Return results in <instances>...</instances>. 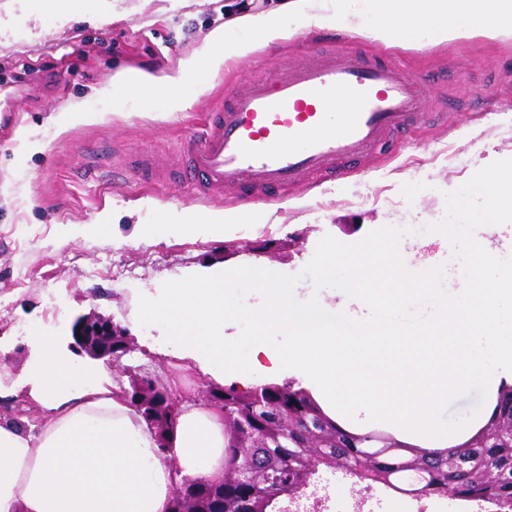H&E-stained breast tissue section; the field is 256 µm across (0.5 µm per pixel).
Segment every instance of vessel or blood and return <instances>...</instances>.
<instances>
[{"instance_id": "b4317fda", "label": "vessel or blood", "mask_w": 512, "mask_h": 512, "mask_svg": "<svg viewBox=\"0 0 512 512\" xmlns=\"http://www.w3.org/2000/svg\"><path fill=\"white\" fill-rule=\"evenodd\" d=\"M394 62L343 46L231 94L187 148L183 170L197 195L336 180L352 160L397 143L430 99Z\"/></svg>"}]
</instances>
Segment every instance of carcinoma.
I'll return each instance as SVG.
<instances>
[{
    "mask_svg": "<svg viewBox=\"0 0 512 512\" xmlns=\"http://www.w3.org/2000/svg\"><path fill=\"white\" fill-rule=\"evenodd\" d=\"M272 396L278 398L287 394L288 412L301 414L306 410L318 409L317 404L307 389L290 381L280 387L276 384L269 386ZM130 403L146 418L155 424L164 402L163 396L156 390L153 383L136 373L131 376L130 390L126 391ZM228 408V415L236 412V404L240 400L235 385L224 386V391L213 393ZM512 419V387L501 391L495 412L482 436H476L460 444L456 449L458 455L459 473L448 476V457L445 451H434L423 457V461L431 465L429 481L424 495H442L463 502H482L496 508V512H512V444L509 435L497 436L493 429L499 421ZM327 428L331 434L329 447L318 449L314 464H329L336 457L359 459L366 447L377 443V435H351L342 430L337 424L329 421ZM306 452L304 432L288 435V447L283 448L278 443L266 442V446L253 449V453L261 460L275 463L284 458H292L301 462ZM416 449L401 443L395 448L376 450L370 460L369 470L373 474L385 472L400 467L406 459L412 457ZM224 489V512H257L254 509L255 500H239L234 495V485L223 480L211 483L206 480L183 479L182 497L173 501L172 512L191 506L195 512H217V491Z\"/></svg>",
    "mask_w": 512,
    "mask_h": 512,
    "instance_id": "obj_1",
    "label": "carcinoma"
}]
</instances>
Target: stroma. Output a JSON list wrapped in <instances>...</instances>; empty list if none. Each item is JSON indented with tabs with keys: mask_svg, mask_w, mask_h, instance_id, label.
Here are the masks:
<instances>
[{
	"mask_svg": "<svg viewBox=\"0 0 512 512\" xmlns=\"http://www.w3.org/2000/svg\"><path fill=\"white\" fill-rule=\"evenodd\" d=\"M228 0H102L96 23L62 18L52 9L32 12L26 0H0V104L14 115L0 130V382L21 387L22 369L38 352L30 330L72 341L81 316H99L125 327L130 350L120 362L105 361L113 376L147 366L170 373L185 389L209 397L211 384L192 367L166 354L161 326L131 325L140 294L200 264L234 263L247 242L261 244L265 263L286 266L304 299L342 308L339 288H316L301 272L328 235L358 234L374 224L419 230L446 216V195L481 165L512 158V42L475 38L434 47H393L362 37L348 43L364 55L399 62L418 79L448 72L432 94L433 110L459 107L445 122L421 119L391 155L348 163L342 179L275 189L259 201L261 223L224 240L203 233L143 236L141 225L170 214L176 223L191 213L234 210L238 199H200L182 176L156 181L137 161L174 159L204 128L226 96L257 78L310 62L313 33L257 48L201 77L184 109L170 110L159 94L113 93L123 74L144 72L163 81L180 79L184 61L224 24ZM501 74L491 98L478 89ZM93 113L85 124L57 126L72 110ZM40 151L24 153L22 140ZM124 180L112 179L113 170ZM116 210L109 229L80 234L100 214ZM311 486L326 496L327 512H461L462 501L416 498L380 484L357 481L336 466H318Z\"/></svg>",
	"mask_w": 512,
	"mask_h": 512,
	"instance_id": "35a3bbf8",
	"label": "stroma"
}]
</instances>
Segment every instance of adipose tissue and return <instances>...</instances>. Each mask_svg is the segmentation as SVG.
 Masks as SVG:
<instances>
[{
	"label": "adipose tissue",
	"instance_id": "ef3b65f1",
	"mask_svg": "<svg viewBox=\"0 0 512 512\" xmlns=\"http://www.w3.org/2000/svg\"><path fill=\"white\" fill-rule=\"evenodd\" d=\"M351 32L385 46L512 41V0H288L212 31L190 57L201 77L257 45L312 30ZM252 208L196 213L190 232L223 239L254 223ZM37 420L0 422V512H171L176 479L218 481L225 470L224 410L193 394L166 433L131 405L104 366L76 362L55 337L24 368Z\"/></svg>",
	"mask_w": 512,
	"mask_h": 512
}]
</instances>
